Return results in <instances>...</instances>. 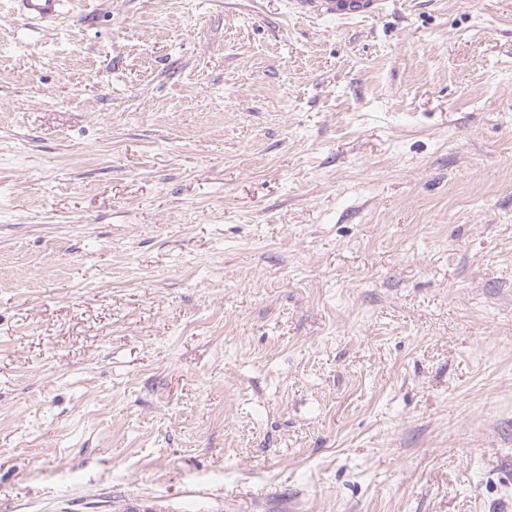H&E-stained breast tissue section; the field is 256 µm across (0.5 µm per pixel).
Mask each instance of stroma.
I'll list each match as a JSON object with an SVG mask.
<instances>
[{
  "label": "stroma",
  "mask_w": 512,
  "mask_h": 512,
  "mask_svg": "<svg viewBox=\"0 0 512 512\" xmlns=\"http://www.w3.org/2000/svg\"><path fill=\"white\" fill-rule=\"evenodd\" d=\"M512 512V0H0V512ZM63 0H16L18 10L30 25L55 22L64 15ZM291 9L297 15L329 20L370 18L383 11V0H291ZM123 512H179L169 499L146 503L140 495L127 496Z\"/></svg>",
  "instance_id": "1"
}]
</instances>
